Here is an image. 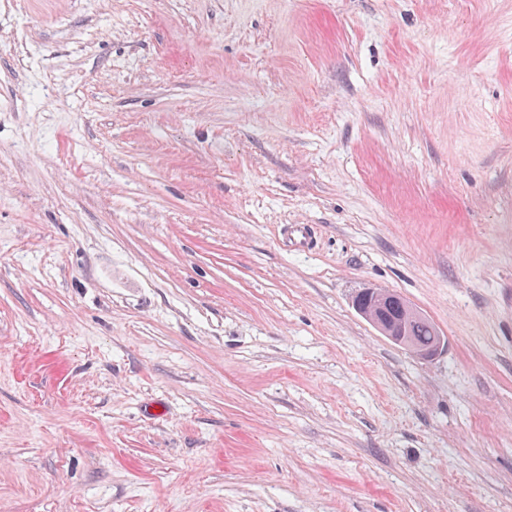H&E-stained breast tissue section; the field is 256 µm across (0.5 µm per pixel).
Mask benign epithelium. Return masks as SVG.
<instances>
[{
  "instance_id": "benign-epithelium-1",
  "label": "benign epithelium",
  "mask_w": 512,
  "mask_h": 512,
  "mask_svg": "<svg viewBox=\"0 0 512 512\" xmlns=\"http://www.w3.org/2000/svg\"><path fill=\"white\" fill-rule=\"evenodd\" d=\"M353 306L382 335L410 350L420 359L435 357L446 345L442 337L435 346L427 349H421L413 343L406 333V325L419 319L421 313L393 291L365 288L356 294Z\"/></svg>"
}]
</instances>
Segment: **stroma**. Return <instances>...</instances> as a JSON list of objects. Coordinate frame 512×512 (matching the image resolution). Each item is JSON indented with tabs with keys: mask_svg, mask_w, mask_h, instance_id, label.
Here are the masks:
<instances>
[{
	"mask_svg": "<svg viewBox=\"0 0 512 512\" xmlns=\"http://www.w3.org/2000/svg\"><path fill=\"white\" fill-rule=\"evenodd\" d=\"M0 512H512V0H0ZM353 306L382 335L410 350L420 359H432L446 345L444 337L441 336L435 346L427 348L438 340L440 334L437 328L429 319L414 321L422 314L393 291L364 288L354 297ZM393 309L397 310L396 315H393ZM411 321L414 322L410 326L409 334L413 340L406 333V325ZM418 346L427 349H420Z\"/></svg>",
	"mask_w": 512,
	"mask_h": 512,
	"instance_id": "1",
	"label": "stroma"
}]
</instances>
